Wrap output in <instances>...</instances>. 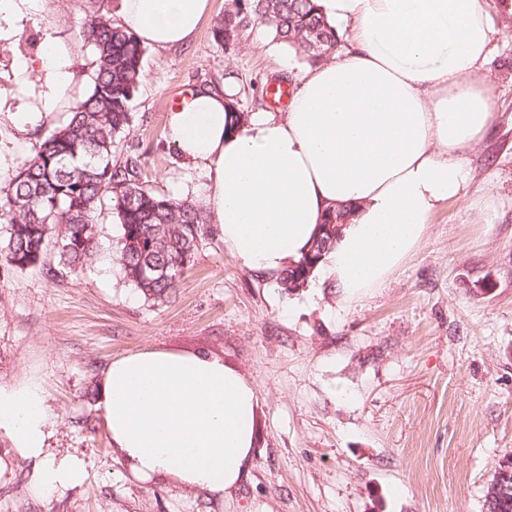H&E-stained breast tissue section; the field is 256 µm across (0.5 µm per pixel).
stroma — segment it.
Masks as SVG:
<instances>
[{
	"mask_svg": "<svg viewBox=\"0 0 512 512\" xmlns=\"http://www.w3.org/2000/svg\"><path fill=\"white\" fill-rule=\"evenodd\" d=\"M490 0L500 34L484 75L494 122L466 154L460 199L432 214L418 247L378 287L350 298L311 278L290 293L243 267L219 235L167 302H145L115 260L117 220L99 218L100 247L75 273L46 275L0 258V383L42 381L56 419L50 450L83 460L88 477L49 497L30 491L31 461L0 479V512H485L487 486L512 455V15ZM225 0H210L194 37L147 47L129 142L148 188L204 203L207 178L170 141L169 104L232 85L242 110L279 111L271 80L297 81L302 56L263 26L214 43ZM97 0H38L0 39V91L41 106L40 82L18 93V60L60 39L75 65L70 94L28 132L0 123V184L61 127L92 88L96 56L81 34ZM293 56L279 72L280 56ZM492 216H484L485 201ZM207 352L238 369L259 402L248 477L224 498L171 478L133 477L113 448L98 384L113 359L143 350Z\"/></svg>",
	"mask_w": 512,
	"mask_h": 512,
	"instance_id": "stroma-1",
	"label": "stroma"
}]
</instances>
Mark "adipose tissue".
<instances>
[{"label":"adipose tissue","mask_w":512,"mask_h":512,"mask_svg":"<svg viewBox=\"0 0 512 512\" xmlns=\"http://www.w3.org/2000/svg\"><path fill=\"white\" fill-rule=\"evenodd\" d=\"M348 45L301 78L288 109L232 124L231 89L190 94L169 115L175 149L201 164L206 205L235 261L280 276L325 214L351 218L319 265L342 296L376 287L415 249L440 203L460 198L466 151L494 118L482 75L496 34L488 0H316ZM209 0H121V23L149 46L184 45ZM58 44L22 60L43 75V110L70 85ZM112 445L131 473L170 477L214 497L248 476L258 398L206 353L139 350L113 359L99 387ZM54 415L40 380L0 383V433L34 465L40 496L78 485L82 461L49 453Z\"/></svg>","instance_id":"obj_1"}]
</instances>
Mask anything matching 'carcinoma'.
I'll return each instance as SVG.
<instances>
[{"instance_id":"1","label":"carcinoma","mask_w":512,"mask_h":512,"mask_svg":"<svg viewBox=\"0 0 512 512\" xmlns=\"http://www.w3.org/2000/svg\"><path fill=\"white\" fill-rule=\"evenodd\" d=\"M263 25L274 39L318 63L339 44L314 0H227L212 30L213 41H236L249 26ZM96 54L91 91L69 110L67 123L47 137L35 155L0 188V256L24 269L54 249L57 269L76 272L98 248V219L108 208L118 221L116 260L123 279L147 301L164 303L194 262L208 233L203 207L159 195L144 181L141 155L124 148L131 102L138 90L145 48L112 22L107 9L82 30ZM344 210L332 211L312 245L279 278L299 289L302 273L317 268L336 239Z\"/></svg>"}]
</instances>
